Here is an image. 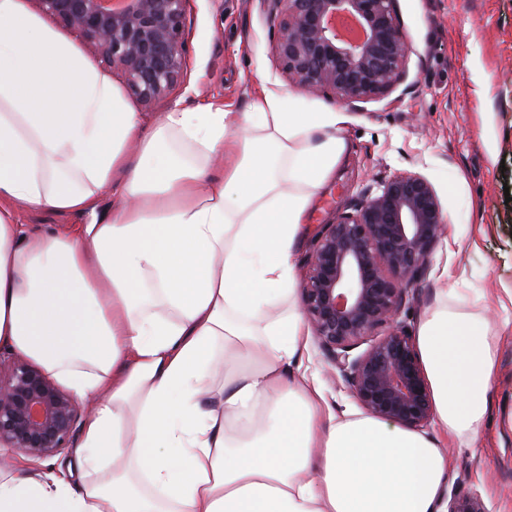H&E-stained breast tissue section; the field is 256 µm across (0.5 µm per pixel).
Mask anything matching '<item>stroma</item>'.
<instances>
[{
    "instance_id": "1",
    "label": "stroma",
    "mask_w": 512,
    "mask_h": 512,
    "mask_svg": "<svg viewBox=\"0 0 512 512\" xmlns=\"http://www.w3.org/2000/svg\"><path fill=\"white\" fill-rule=\"evenodd\" d=\"M408 52L401 81L389 92L348 106L343 134L351 151L307 219L309 239L334 222L375 181L414 171L434 186L444 229L433 264L400 319L416 329L441 295L480 321L504 316L497 295L512 289V0H397ZM275 21L263 0H191L185 85L171 98L137 105L145 120L208 99L246 110L259 77L287 85L273 50ZM491 117L497 142L482 132ZM449 281H441V272ZM324 382L333 409L357 401L317 340L303 354ZM498 386L489 394L482 440L449 454L448 491L481 496L488 512H512V335L497 353Z\"/></svg>"
}]
</instances>
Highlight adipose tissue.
Returning a JSON list of instances; mask_svg holds the SVG:
<instances>
[{
	"label": "adipose tissue",
	"mask_w": 512,
	"mask_h": 512,
	"mask_svg": "<svg viewBox=\"0 0 512 512\" xmlns=\"http://www.w3.org/2000/svg\"><path fill=\"white\" fill-rule=\"evenodd\" d=\"M345 112L264 80L145 125L23 0H0V351L94 400L74 462L0 474V512H448V450L329 406L293 258L349 153ZM75 217L31 230L16 212ZM493 327L429 309L435 420L474 447ZM108 478H101L104 466Z\"/></svg>",
	"instance_id": "ef3b65f1"
}]
</instances>
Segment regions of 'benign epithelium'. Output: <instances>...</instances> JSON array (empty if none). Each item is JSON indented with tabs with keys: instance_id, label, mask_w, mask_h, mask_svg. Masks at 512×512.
<instances>
[{
	"instance_id": "benign-epithelium-1",
	"label": "benign epithelium",
	"mask_w": 512,
	"mask_h": 512,
	"mask_svg": "<svg viewBox=\"0 0 512 512\" xmlns=\"http://www.w3.org/2000/svg\"><path fill=\"white\" fill-rule=\"evenodd\" d=\"M63 28L121 72L150 105L171 97L184 69L190 0H36ZM275 56L289 82L352 105L402 78L407 46L396 0H267ZM443 227L432 183L396 172L323 225L308 259L302 308L336 372L371 416L411 429L434 419L419 351L398 316L413 301ZM365 344L354 356L351 351ZM82 416L77 398L41 367L0 356V447L37 463L65 454ZM448 512H488L454 493Z\"/></svg>"
}]
</instances>
